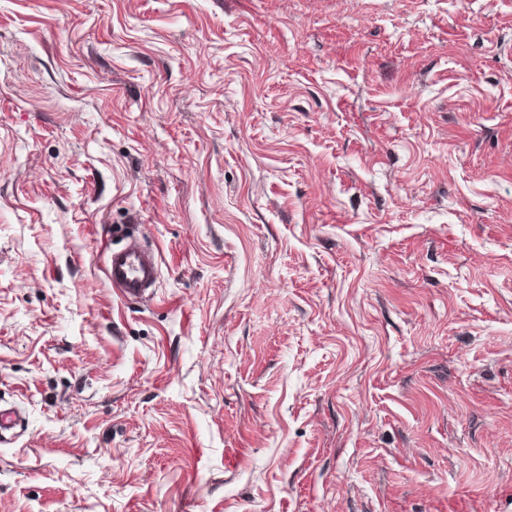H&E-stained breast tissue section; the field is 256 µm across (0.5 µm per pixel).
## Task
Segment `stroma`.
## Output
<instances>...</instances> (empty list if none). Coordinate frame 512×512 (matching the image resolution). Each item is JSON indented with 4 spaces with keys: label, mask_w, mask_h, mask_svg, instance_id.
<instances>
[{
    "label": "stroma",
    "mask_w": 512,
    "mask_h": 512,
    "mask_svg": "<svg viewBox=\"0 0 512 512\" xmlns=\"http://www.w3.org/2000/svg\"><path fill=\"white\" fill-rule=\"evenodd\" d=\"M0 404V512H512V0H0ZM104 272L116 295L126 300L154 297L159 281L155 252L131 239L122 249L105 250Z\"/></svg>",
    "instance_id": "35a3bbf8"
}]
</instances>
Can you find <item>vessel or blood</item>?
I'll return each instance as SVG.
<instances>
[{
  "label": "vessel or blood",
  "mask_w": 512,
  "mask_h": 512,
  "mask_svg": "<svg viewBox=\"0 0 512 512\" xmlns=\"http://www.w3.org/2000/svg\"><path fill=\"white\" fill-rule=\"evenodd\" d=\"M104 272L115 294L126 300L152 299L159 281L156 253L134 239L122 249L106 251Z\"/></svg>",
  "instance_id": "obj_1"
}]
</instances>
